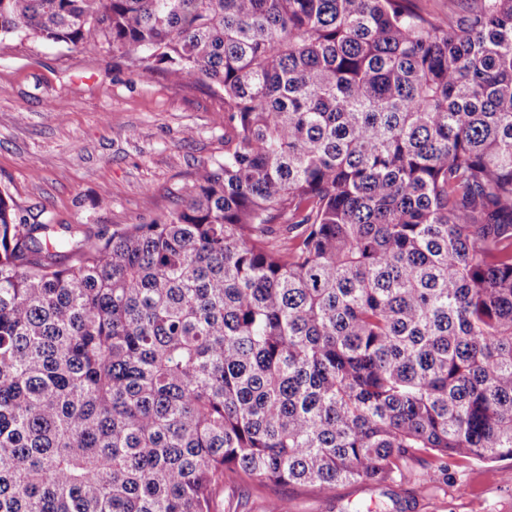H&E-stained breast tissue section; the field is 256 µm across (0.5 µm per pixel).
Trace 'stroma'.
<instances>
[{"instance_id":"1","label":"stroma","mask_w":512,"mask_h":512,"mask_svg":"<svg viewBox=\"0 0 512 512\" xmlns=\"http://www.w3.org/2000/svg\"><path fill=\"white\" fill-rule=\"evenodd\" d=\"M0 86V191L45 224L154 223L176 208L200 165L224 158L218 98L128 70L103 51L1 42ZM423 472L416 457L386 483H343L328 497L229 475L219 512H267L275 498L291 512H512V459L454 456L431 485Z\"/></svg>"}]
</instances>
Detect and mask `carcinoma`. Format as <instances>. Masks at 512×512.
I'll return each instance as SVG.
<instances>
[{
    "label": "carcinoma",
    "mask_w": 512,
    "mask_h": 512,
    "mask_svg": "<svg viewBox=\"0 0 512 512\" xmlns=\"http://www.w3.org/2000/svg\"><path fill=\"white\" fill-rule=\"evenodd\" d=\"M0 0L224 102L162 222L0 191V512H218L227 474L512 459V0Z\"/></svg>",
    "instance_id": "1"
}]
</instances>
